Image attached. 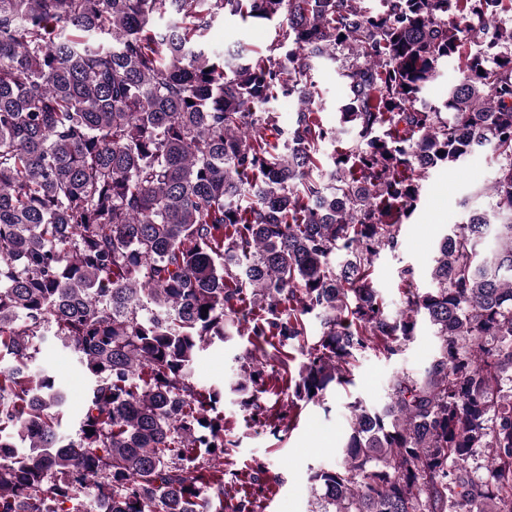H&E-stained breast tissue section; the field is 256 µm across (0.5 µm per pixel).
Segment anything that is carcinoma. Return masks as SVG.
Segmentation results:
<instances>
[{
    "label": "carcinoma",
    "instance_id": "obj_1",
    "mask_svg": "<svg viewBox=\"0 0 512 512\" xmlns=\"http://www.w3.org/2000/svg\"><path fill=\"white\" fill-rule=\"evenodd\" d=\"M363 2L0 0V512H90L86 492L101 512H224L228 485L242 489L231 512H258L268 468H224L238 440L224 388L192 376L198 355L252 337L231 391L275 435L351 385L375 342L401 352L421 319L433 362L395 376L380 409L347 403L342 460L312 471L310 512H512L505 0ZM227 16L277 36L263 53L208 51ZM322 60L340 63L336 128L313 109ZM447 62V96L423 101ZM281 98L298 104L286 130ZM482 148L490 210L440 237L430 287L400 271L390 315L377 256L429 170ZM49 336L90 379L75 439L64 393L34 369ZM275 387L290 403L271 415L260 395Z\"/></svg>",
    "mask_w": 512,
    "mask_h": 512
}]
</instances>
